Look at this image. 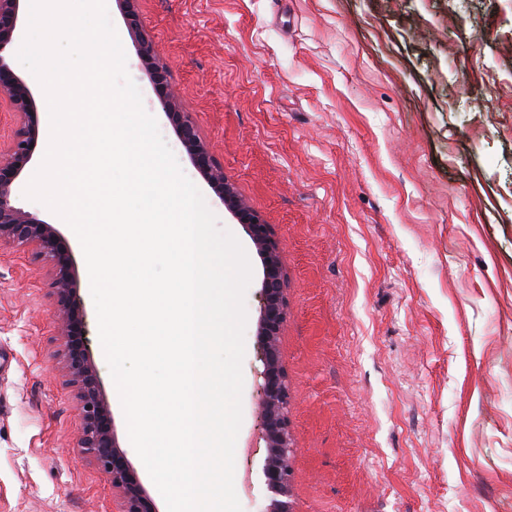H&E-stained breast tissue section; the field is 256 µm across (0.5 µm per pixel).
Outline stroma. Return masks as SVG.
<instances>
[{
  "instance_id": "stroma-1",
  "label": "stroma",
  "mask_w": 512,
  "mask_h": 512,
  "mask_svg": "<svg viewBox=\"0 0 512 512\" xmlns=\"http://www.w3.org/2000/svg\"><path fill=\"white\" fill-rule=\"evenodd\" d=\"M143 106L253 267L235 491L265 512L262 262L192 165L106 0ZM181 110L281 241L295 512H512V0H137ZM73 254L91 362L129 444ZM0 245V512H122L80 446L53 270Z\"/></svg>"
}]
</instances>
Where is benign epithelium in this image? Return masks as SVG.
<instances>
[{
	"label": "benign epithelium",
	"mask_w": 512,
	"mask_h": 512,
	"mask_svg": "<svg viewBox=\"0 0 512 512\" xmlns=\"http://www.w3.org/2000/svg\"><path fill=\"white\" fill-rule=\"evenodd\" d=\"M21 5L22 0H0V91L8 95L14 111L23 116V123L14 132L8 154L0 159V243L33 244L35 258L48 262L53 268L52 288L55 290L61 332L65 338L64 369L70 383L78 388L81 404L80 447L92 455L95 462L111 476L112 486L122 493V512H157L138 472L117 442L113 417L90 361L83 314L72 280L73 260L68 247L57 228L12 204L13 187L31 161L38 139L34 94L12 68L8 55L19 30ZM136 52L141 62L154 70L155 80L160 86L161 105L176 126L180 141L193 164L225 207L244 225L263 257L258 326L263 365L259 387V438L266 448L263 476L266 488L271 493L266 512H294L290 500V458L294 447L289 418L288 377L278 348L288 310L280 240L259 213L240 207L233 188L224 179V170L214 162L196 126L181 112L175 94L166 90L164 74L156 61L152 41L140 36Z\"/></svg>",
	"instance_id": "benign-epithelium-1"
}]
</instances>
